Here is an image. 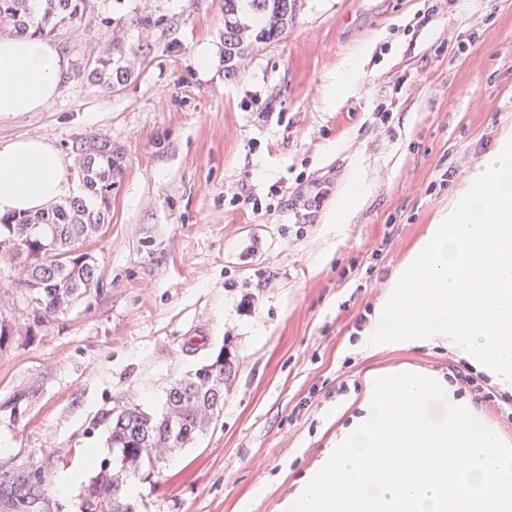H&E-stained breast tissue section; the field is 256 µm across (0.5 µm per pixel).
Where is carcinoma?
I'll use <instances>...</instances> for the list:
<instances>
[{
	"label": "carcinoma",
	"instance_id": "cac0c4a2",
	"mask_svg": "<svg viewBox=\"0 0 512 512\" xmlns=\"http://www.w3.org/2000/svg\"><path fill=\"white\" fill-rule=\"evenodd\" d=\"M89 0H0V29L15 34L30 31L44 34L66 25L82 22ZM296 0H224V29L232 30L230 42L224 43L225 68L234 69L233 60L240 57L252 43L266 42L278 37L293 19ZM250 13L258 23L251 26L241 22ZM84 173L81 195L66 199L53 208L19 218H0V241L12 235L19 225H35L32 242L25 246L21 283L36 281L40 288L34 299L46 314L67 306L79 287L93 280L91 271L80 262V256L54 261L64 246L73 247L85 236L91 224H105L112 208L114 177L124 168L123 153L112 150L103 155L97 168L90 169L86 161H78ZM197 402L204 411L220 417L224 397H216L206 380L196 386L168 393L166 409L161 414L139 410L132 414L111 411L103 415L109 427V440L114 448L123 449L120 467L100 464L99 472L88 486L85 512H133L123 487L121 472L133 470L132 463L140 461L152 466L148 449L157 443L178 448L191 442L201 432ZM183 409H178L179 403ZM30 475H19L10 487L9 495L24 502L30 499Z\"/></svg>",
	"mask_w": 512,
	"mask_h": 512
}]
</instances>
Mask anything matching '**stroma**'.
Wrapping results in <instances>:
<instances>
[{
  "label": "stroma",
  "mask_w": 512,
  "mask_h": 512,
  "mask_svg": "<svg viewBox=\"0 0 512 512\" xmlns=\"http://www.w3.org/2000/svg\"><path fill=\"white\" fill-rule=\"evenodd\" d=\"M50 38L69 76L42 111L1 120L0 139L66 150L102 137L125 169L87 244L97 278L67 309L36 314L19 263L0 259V485L42 461L31 507L4 498L0 512H81L103 414L120 401L161 411L174 379L225 347L237 372L220 418L129 475L130 501L282 512L357 415L369 375L444 376L459 359L443 346L368 350L356 323L512 130V0H297L285 34L231 72L224 0H92ZM362 45L356 85L325 107L323 85ZM107 55L129 72L116 88L93 74ZM441 169L449 181L431 190ZM356 174L364 196L344 224L325 223ZM240 192L263 209L235 202ZM23 391L32 399L16 402ZM73 469L81 482L61 492Z\"/></svg>",
  "instance_id": "stroma-1"
}]
</instances>
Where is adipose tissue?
I'll return each mask as SVG.
<instances>
[{
	"label": "adipose tissue",
	"instance_id": "adipose-tissue-1",
	"mask_svg": "<svg viewBox=\"0 0 512 512\" xmlns=\"http://www.w3.org/2000/svg\"><path fill=\"white\" fill-rule=\"evenodd\" d=\"M68 74L58 43L28 33L0 38V119L43 110ZM75 192L72 161L60 147L39 137L0 141V217L43 211Z\"/></svg>",
	"mask_w": 512,
	"mask_h": 512
}]
</instances>
